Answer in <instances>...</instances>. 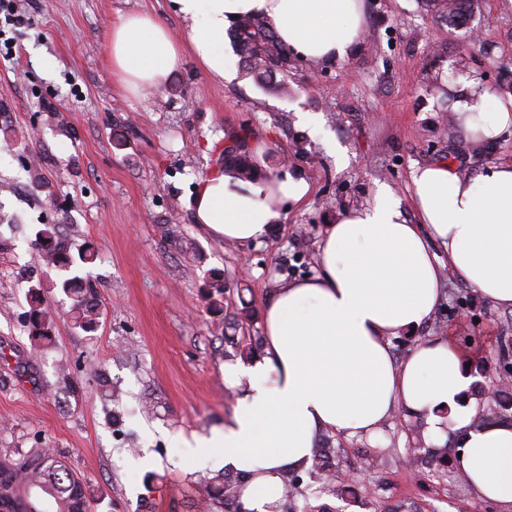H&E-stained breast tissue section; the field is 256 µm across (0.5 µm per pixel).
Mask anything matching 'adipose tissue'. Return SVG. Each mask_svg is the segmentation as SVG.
I'll list each match as a JSON object with an SVG mask.
<instances>
[{
	"label": "adipose tissue",
	"instance_id": "1",
	"mask_svg": "<svg viewBox=\"0 0 512 512\" xmlns=\"http://www.w3.org/2000/svg\"><path fill=\"white\" fill-rule=\"evenodd\" d=\"M172 2L190 23L188 49L221 79L230 76L226 31L246 16L266 20L291 53L313 62L345 60L361 43L364 0ZM109 43L112 72L133 93L160 85L184 51L148 14L120 18ZM449 93L472 140L493 143L512 128V104L477 81L461 80ZM310 194L301 173L245 179L227 166L198 183L193 219L218 241H254ZM411 198L414 224L384 185L372 204L337 215L325 231L319 273L278 286L268 303L263 356L230 371L233 383L247 385L239 408L223 428L185 441L188 457L244 477L246 512H273L285 493L283 474L309 463L323 433H368L403 410L425 415L427 440L444 441L438 409L455 406L468 387L466 353L436 338L397 362L391 339L429 321L444 267L512 307V164L466 177L445 161L415 168ZM432 239L447 250V264L430 251ZM478 414L473 404L454 415L457 465L477 497L512 512V423L476 427Z\"/></svg>",
	"mask_w": 512,
	"mask_h": 512
}]
</instances>
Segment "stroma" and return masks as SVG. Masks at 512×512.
Segmentation results:
<instances>
[{
  "mask_svg": "<svg viewBox=\"0 0 512 512\" xmlns=\"http://www.w3.org/2000/svg\"><path fill=\"white\" fill-rule=\"evenodd\" d=\"M23 5L31 23L7 27L16 56L0 59V127L16 135L0 149V456L50 449L85 480L92 512H196L215 471L186 459L183 442L232 417L242 389L224 371L248 364L277 281L317 273L326 225L381 185L416 223L411 173L430 162L465 176L512 164V133L471 141L447 102L464 77L512 95V0H471L458 27L431 0H365L361 50L336 64L292 58L285 95L259 86L240 57L228 82L187 49L159 86L126 91L112 72L113 24L149 14L186 48L189 24L172 0ZM302 112L317 126H300ZM240 134L265 144L268 174L300 170L312 192L268 237L225 244L193 223V200ZM45 224L58 226L76 274L98 292L94 330L76 325L60 271L33 247ZM89 247L96 261L78 263ZM36 285L54 319L39 350L26 323ZM440 293L429 323L393 338L395 360L450 333L484 364L512 349L511 308L455 275ZM425 431V417L407 414L368 435L329 434L332 456L360 474L354 495L307 478L280 512H470L476 495L454 462L429 459ZM147 455L154 464L141 467ZM369 456L379 464L365 476Z\"/></svg>",
  "mask_w": 512,
  "mask_h": 512,
  "instance_id": "stroma-1",
  "label": "stroma"
}]
</instances>
